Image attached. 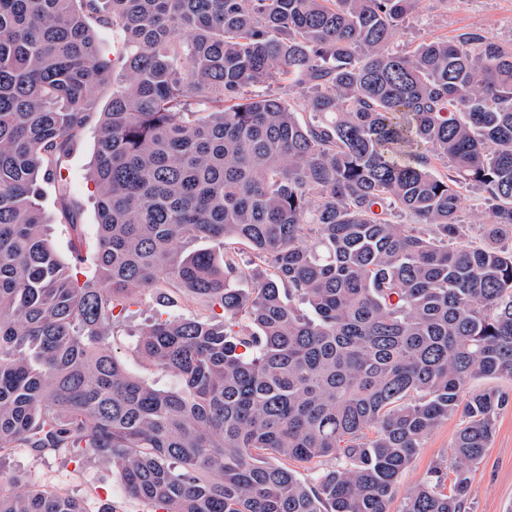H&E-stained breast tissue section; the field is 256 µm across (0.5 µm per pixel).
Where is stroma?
Wrapping results in <instances>:
<instances>
[{"mask_svg":"<svg viewBox=\"0 0 512 512\" xmlns=\"http://www.w3.org/2000/svg\"><path fill=\"white\" fill-rule=\"evenodd\" d=\"M470 29L479 30L488 41L512 45V0H418L398 27L392 44L397 50H407L429 40H451ZM97 129V119H90L80 142L63 163L75 209L65 210L53 185L41 186L39 202L49 221L48 234L65 260L70 257L72 244H79L87 255L95 247L97 215L90 171ZM490 213L486 193L473 188L464 191L460 216L468 241H482ZM196 310V305L182 297L175 295L167 301L156 292H145L112 339V347L127 371L158 388L173 387L174 378L157 371L138 352L139 331L153 318L189 315ZM460 420V415H452L424 438L394 490L388 512H401L407 496L434 465L452 463ZM469 480L465 512H512V400L496 414L489 445L470 471ZM1 481L63 492L81 501L88 512H149L147 502L123 493L119 472L101 457L88 455L76 462L65 455L40 456L28 448H15L0 455Z\"/></svg>","mask_w":512,"mask_h":512,"instance_id":"obj_1","label":"stroma"}]
</instances>
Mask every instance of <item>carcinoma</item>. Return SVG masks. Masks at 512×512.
I'll return each mask as SVG.
<instances>
[{"mask_svg": "<svg viewBox=\"0 0 512 512\" xmlns=\"http://www.w3.org/2000/svg\"><path fill=\"white\" fill-rule=\"evenodd\" d=\"M415 2L0 0V454L106 456L153 512H387L460 411L453 491L436 466L401 512H462L509 401L462 395L512 380V47L469 30L395 51ZM118 66L95 255L65 263L39 183L69 199L61 159ZM283 82L312 90L303 108ZM470 187L492 217L450 248ZM167 289L209 315L142 329L161 390L110 338ZM315 458L334 466L312 484L280 464ZM0 512L84 510L29 485Z\"/></svg>", "mask_w": 512, "mask_h": 512, "instance_id": "carcinoma-1", "label": "carcinoma"}]
</instances>
